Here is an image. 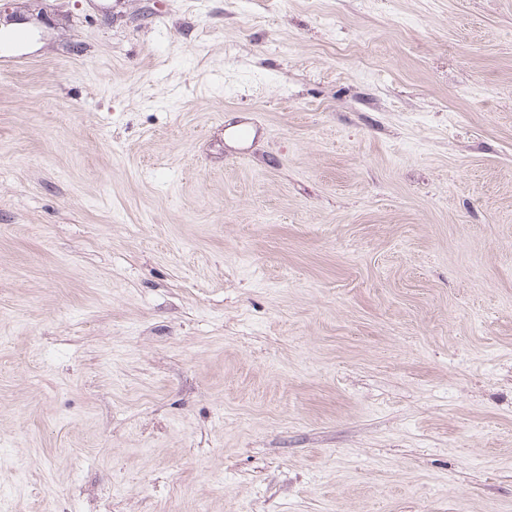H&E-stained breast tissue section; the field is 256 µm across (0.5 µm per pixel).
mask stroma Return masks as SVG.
<instances>
[{
	"label": "stroma",
	"mask_w": 512,
	"mask_h": 512,
	"mask_svg": "<svg viewBox=\"0 0 512 512\" xmlns=\"http://www.w3.org/2000/svg\"><path fill=\"white\" fill-rule=\"evenodd\" d=\"M17 24L0 512H512V0Z\"/></svg>",
	"instance_id": "obj_1"
}]
</instances>
